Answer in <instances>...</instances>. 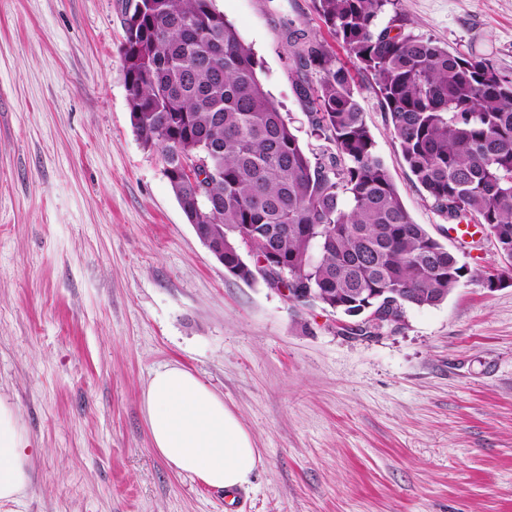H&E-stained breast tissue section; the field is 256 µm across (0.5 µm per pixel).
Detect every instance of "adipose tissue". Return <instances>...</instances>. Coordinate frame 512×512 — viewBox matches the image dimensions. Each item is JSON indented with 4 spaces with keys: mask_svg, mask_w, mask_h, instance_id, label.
<instances>
[{
    "mask_svg": "<svg viewBox=\"0 0 512 512\" xmlns=\"http://www.w3.org/2000/svg\"><path fill=\"white\" fill-rule=\"evenodd\" d=\"M142 407L155 452L208 486L243 487L261 462L249 432L223 398L184 368L154 372ZM27 445L14 412L0 401V502L17 500L29 482Z\"/></svg>",
    "mask_w": 512,
    "mask_h": 512,
    "instance_id": "1",
    "label": "adipose tissue"
}]
</instances>
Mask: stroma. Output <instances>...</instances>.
Segmentation results:
<instances>
[{
  "label": "stroma",
  "instance_id": "1",
  "mask_svg": "<svg viewBox=\"0 0 512 512\" xmlns=\"http://www.w3.org/2000/svg\"><path fill=\"white\" fill-rule=\"evenodd\" d=\"M300 142L320 145L283 33L312 0H216ZM129 0H0V399L30 483L0 512H512V261L449 232L374 84L357 98L415 223L467 274L380 336L228 274L129 117ZM414 34L512 77V0H393ZM501 278L491 289L488 279ZM182 367L222 396L262 461L235 500L154 451L142 394Z\"/></svg>",
  "mask_w": 512,
  "mask_h": 512
}]
</instances>
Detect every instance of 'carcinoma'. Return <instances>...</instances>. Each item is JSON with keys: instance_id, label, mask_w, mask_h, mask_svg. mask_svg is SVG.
Returning a JSON list of instances; mask_svg holds the SVG:
<instances>
[{"instance_id": "carcinoma-1", "label": "carcinoma", "mask_w": 512, "mask_h": 512, "mask_svg": "<svg viewBox=\"0 0 512 512\" xmlns=\"http://www.w3.org/2000/svg\"><path fill=\"white\" fill-rule=\"evenodd\" d=\"M375 91L402 157L435 211L479 224L512 255V79L494 60L450 51L381 21L390 0H313ZM122 73L131 125L160 152L188 222L224 229L229 259L254 279L273 249L289 261L282 286L311 288L351 317L374 288L405 307L435 306L466 275L454 253L413 222L331 46L290 27L296 93L312 134L334 150L309 155L257 76V61L215 0H136L125 18ZM316 80H311V75ZM204 159L194 176L185 168Z\"/></svg>"}]
</instances>
